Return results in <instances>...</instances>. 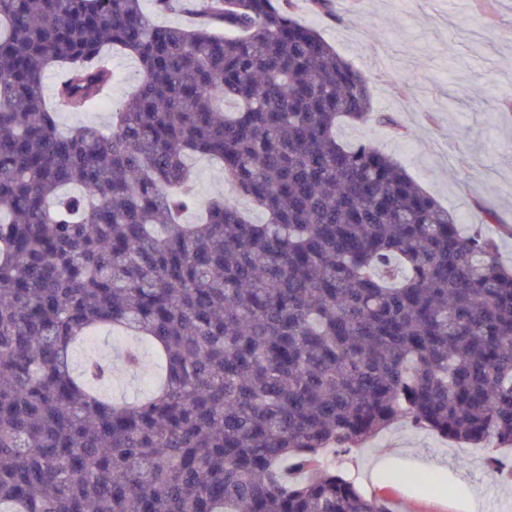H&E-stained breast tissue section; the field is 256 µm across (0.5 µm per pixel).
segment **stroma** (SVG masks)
<instances>
[{
	"label": "stroma",
	"instance_id": "35a3bbf8",
	"mask_svg": "<svg viewBox=\"0 0 512 512\" xmlns=\"http://www.w3.org/2000/svg\"><path fill=\"white\" fill-rule=\"evenodd\" d=\"M294 3L296 18L365 75L375 109L407 130L401 138L379 125L345 123L339 138L392 155L457 214L463 232L479 228L494 237L501 263L512 268V0H334L329 16L313 14L308 0ZM109 61L117 79L106 101L86 112L57 106L61 129L107 127L135 91L137 62L119 52ZM486 209L498 223L481 224ZM143 354V372L113 374L109 395L131 398L145 391L146 380H161L153 351ZM328 462L392 512H512V481L484 457L408 423ZM393 471L403 480H389ZM417 472L431 475L434 487L412 481Z\"/></svg>",
	"mask_w": 512,
	"mask_h": 512
}]
</instances>
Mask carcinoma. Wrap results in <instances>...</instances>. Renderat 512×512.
I'll return each instance as SVG.
<instances>
[{"label":"carcinoma","instance_id":"obj_1","mask_svg":"<svg viewBox=\"0 0 512 512\" xmlns=\"http://www.w3.org/2000/svg\"><path fill=\"white\" fill-rule=\"evenodd\" d=\"M0 0V512H392L324 464L397 421L512 447V269L389 154L390 126L293 0ZM142 79L108 128L106 49ZM217 162L257 224L199 204ZM201 208L194 224L183 221ZM102 327L162 381L106 394ZM112 69L117 73V79L106 101L86 112H71L59 105L52 97L53 89L59 80L60 72L49 68L44 76V87L49 106L57 112V123L61 129L80 125H96L106 128L110 124V114L119 109L140 83L142 74L138 63L130 56L113 51L108 57ZM187 164L195 172L200 197L208 198L223 193L229 199H235L231 186L224 182V174L219 165L200 156L188 157ZM129 346H138L139 350L144 354L145 368L138 375H133L132 377L127 376L123 371L112 374V378L106 387V391L109 395L114 397L132 398L136 395H140L146 389L143 377L144 375L156 382L161 380V363L156 358L153 351L147 346L137 345L135 342L127 338L113 337L112 331L108 329L99 330L89 339L76 346L74 357L78 354L83 360L80 364H76L74 361L76 371H81L82 365L86 359L103 355L102 350L105 352V358L108 359L112 357V363L118 362L117 356L120 351ZM130 379H132L131 385H129Z\"/></svg>","mask_w":512,"mask_h":512}]
</instances>
